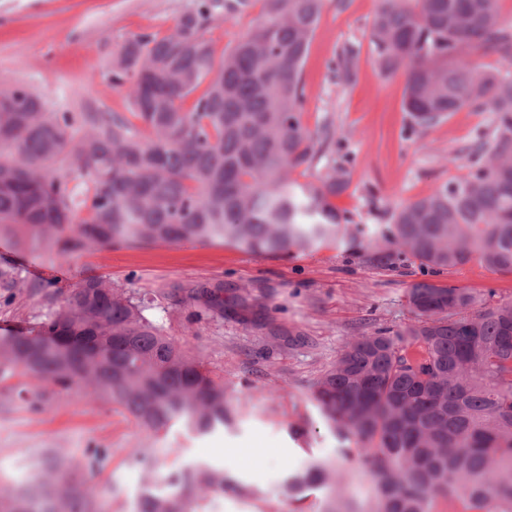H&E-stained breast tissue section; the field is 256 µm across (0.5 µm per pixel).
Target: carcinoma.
<instances>
[{
    "instance_id": "1",
    "label": "carcinoma",
    "mask_w": 512,
    "mask_h": 512,
    "mask_svg": "<svg viewBox=\"0 0 512 512\" xmlns=\"http://www.w3.org/2000/svg\"><path fill=\"white\" fill-rule=\"evenodd\" d=\"M498 0H381L370 40L386 74L405 78L413 129L464 108L494 115L492 142L471 147L456 181L392 214L384 243L434 269L474 260L512 271V22ZM261 20L216 57L204 12L169 32L137 34L112 54V82L131 112H47L25 86L0 89V226L19 228L63 257L99 245L231 243L275 255L333 241L346 222L340 167L314 181L294 173L336 146L329 125H303V65L324 0H262ZM192 103H187V100ZM63 163L72 177L58 176ZM192 316H224L221 282L163 293ZM413 321L348 342L313 400L330 429L357 445L375 480V512H433L435 497L463 512H512V300L420 282ZM151 303L85 278L21 336L0 337V367L21 366L62 390L120 404L155 434L176 423L224 426V383L151 318ZM72 461L48 459L32 482L0 491V512H97L70 483ZM313 466L290 486L325 482ZM201 493L224 475L181 476ZM139 512H194L181 496L146 498Z\"/></svg>"
}]
</instances>
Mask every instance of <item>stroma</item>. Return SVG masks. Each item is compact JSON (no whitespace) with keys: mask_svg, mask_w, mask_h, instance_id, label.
I'll use <instances>...</instances> for the list:
<instances>
[{"mask_svg":"<svg viewBox=\"0 0 512 512\" xmlns=\"http://www.w3.org/2000/svg\"><path fill=\"white\" fill-rule=\"evenodd\" d=\"M207 0H0V88L22 85L50 112H127L125 87L112 83L113 51L130 35L163 33ZM378 0H325L303 66L309 131L332 123L335 152L304 174L313 180L342 166L347 189L336 199L349 218L336 240L280 255L251 254L221 242L103 245L70 258L0 228V268L24 285L0 288V336L25 333L80 280L101 278L154 299L150 315L224 382L232 415L224 429L196 436L172 429L156 439L121 406L84 390H59L23 369L0 373V485L22 488L48 452L70 457L103 512H137L138 494L193 462L224 474L223 512H374L375 482L320 419L313 390L352 338L399 329L413 318L414 283L456 285L512 299V273L478 262L432 269L412 257H379L373 242L401 205L465 174L468 150L491 132L492 115L463 109L416 131L402 109L404 77L383 74L369 38ZM259 0L212 8L215 49L224 51L256 25ZM353 59L354 76L336 83L331 67ZM46 268L31 275L29 261ZM220 279L224 316L190 321L162 297L180 282ZM260 308L265 325L244 321L238 300ZM302 333L300 342L287 335ZM107 456L95 470L92 451ZM153 449L152 461L137 449ZM334 464L342 481L295 493L288 479L309 464Z\"/></svg>","mask_w":512,"mask_h":512,"instance_id":"35a3bbf8","label":"stroma"}]
</instances>
